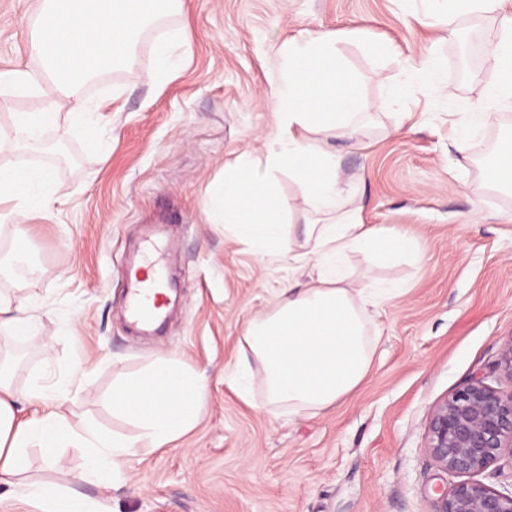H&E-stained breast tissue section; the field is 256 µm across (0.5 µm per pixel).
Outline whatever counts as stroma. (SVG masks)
<instances>
[{"label":"stroma","instance_id":"obj_1","mask_svg":"<svg viewBox=\"0 0 512 512\" xmlns=\"http://www.w3.org/2000/svg\"><path fill=\"white\" fill-rule=\"evenodd\" d=\"M37 0H0V69L39 71L28 20ZM162 32L177 34L183 63L153 83L150 44L132 62L82 92L100 103L96 129L62 122L46 130L63 157L0 152V166L42 167L63 187L50 211H24L35 278L14 273L15 249L0 235V295L29 296L34 342L0 336L15 387L82 379L86 394L64 401L70 416L133 435L113 416L112 386L160 353L202 376L197 423L166 448L127 467L108 494L110 512H435L439 490L460 480L431 457L433 410L473 376L512 390L501 353L512 341V191L493 187L479 158L486 140L512 130L499 110L467 153L452 146L494 75L488 54L497 23L461 15L419 20L406 0H179ZM332 32L370 113L354 135L331 140L343 185L367 224L416 240L423 265L405 257L380 266L349 252L355 279L397 281L404 292L369 324L372 369L336 408L319 414L265 412L261 373L251 402L232 381L250 319L269 311L281 288L308 270L259 254L207 220V202L241 154L266 153L276 131L266 93L277 82L282 43ZM475 35V67L463 74L459 47ZM444 65L447 95L409 83L391 105L387 82L404 80L427 54ZM164 224L165 258L179 302L164 331L142 335L125 317L122 287L146 230ZM83 451L60 449L53 464L31 454V473L81 479Z\"/></svg>","mask_w":512,"mask_h":512}]
</instances>
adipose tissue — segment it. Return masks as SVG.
<instances>
[{"instance_id":"adipose-tissue-1","label":"adipose tissue","mask_w":512,"mask_h":512,"mask_svg":"<svg viewBox=\"0 0 512 512\" xmlns=\"http://www.w3.org/2000/svg\"><path fill=\"white\" fill-rule=\"evenodd\" d=\"M424 21L438 25L461 14L493 15L501 38L491 55L494 80L484 105L476 107L453 145L466 152L472 135L492 118V107L512 108V14L505 0H418ZM174 0H38L30 26V50L42 67L41 77L18 68L0 70V95L29 91L42 97L35 111L14 113L10 129L0 128V146L24 140L37 145L59 120L91 128L87 103L70 89L90 75L134 56L138 37L163 18ZM279 80L267 98L276 118L273 144L262 156L242 155L211 195L209 223L232 228L259 253H276L296 263H312L301 288L281 289L274 307L249 324L240 341L236 373L263 376L267 411L289 413L327 410L346 399L369 374L375 340L368 330V309L401 294V287L372 288L355 283L343 269L348 252L372 254L379 265L405 256L421 262L417 244L387 229L362 222L360 209L341 186L335 152L312 142L315 134L351 136L368 105L336 53V35H299L279 51ZM289 170L306 188L311 214L303 227L300 249L286 247L274 175ZM61 197L46 169L0 168V203L17 208L50 209ZM201 383L168 354H160L148 371L112 390L113 413L135 420L132 436L108 434L89 421L73 420L60 404L68 387L32 386L17 393L11 374L0 368V488L35 512H106L103 500L75 494L53 480L30 474V449L52 461L59 449L84 451V476L102 492L121 481L124 463L168 446L196 423ZM37 405L19 420V402Z\"/></svg>"}]
</instances>
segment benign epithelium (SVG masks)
Listing matches in <instances>:
<instances>
[{
    "mask_svg": "<svg viewBox=\"0 0 512 512\" xmlns=\"http://www.w3.org/2000/svg\"><path fill=\"white\" fill-rule=\"evenodd\" d=\"M428 450L442 469L469 476L440 495L436 512H512V491L472 479L512 455V391H497L480 377L456 389L430 418Z\"/></svg>",
    "mask_w": 512,
    "mask_h": 512,
    "instance_id": "1",
    "label": "benign epithelium"
}]
</instances>
